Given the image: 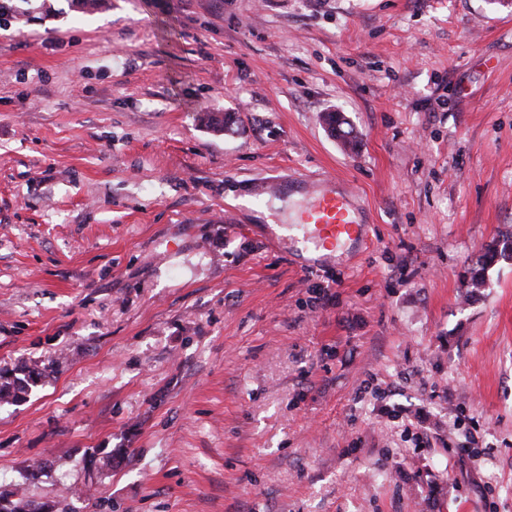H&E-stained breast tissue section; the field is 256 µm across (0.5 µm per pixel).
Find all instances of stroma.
<instances>
[{
	"label": "stroma",
	"mask_w": 512,
	"mask_h": 512,
	"mask_svg": "<svg viewBox=\"0 0 512 512\" xmlns=\"http://www.w3.org/2000/svg\"><path fill=\"white\" fill-rule=\"evenodd\" d=\"M18 8L0 21V375L45 376L0 400V494L512 512V260L479 263L512 237V0ZM263 178L281 190L253 194ZM346 185L366 246L310 271L268 245L263 211L290 226Z\"/></svg>",
	"instance_id": "35a3bbf8"
}]
</instances>
